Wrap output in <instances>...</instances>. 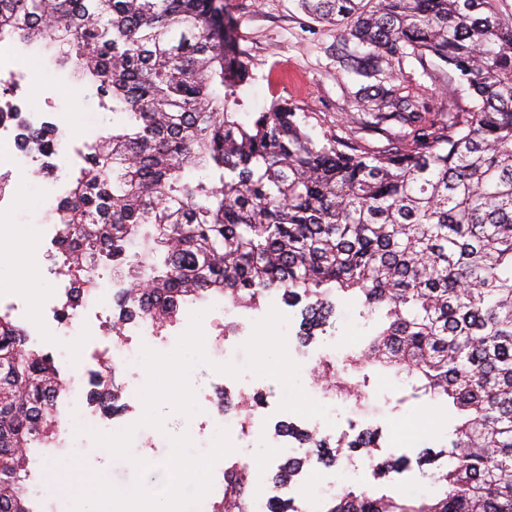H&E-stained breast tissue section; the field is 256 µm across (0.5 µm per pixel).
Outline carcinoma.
Returning <instances> with one entry per match:
<instances>
[{
	"mask_svg": "<svg viewBox=\"0 0 512 512\" xmlns=\"http://www.w3.org/2000/svg\"><path fill=\"white\" fill-rule=\"evenodd\" d=\"M341 27L336 73L385 134L312 135L296 108L251 104V62L223 0H0V39L57 46L100 106L123 115L88 148L56 205L71 287L82 259L155 283L118 299L165 324L221 293L255 308L270 292L323 319L339 295L372 321L363 349L322 376L397 368L412 397L448 410V465L431 494L344 489L323 512H512V11L503 0H298ZM413 57L443 63L475 98L430 112L394 83ZM401 124L394 135L385 125ZM52 356L0 315V512H32L31 458L58 451ZM371 435L315 444L316 459L373 448ZM406 458L374 459L378 481ZM250 472H224L211 512H247Z\"/></svg>",
	"mask_w": 512,
	"mask_h": 512,
	"instance_id": "cac0c4a2",
	"label": "carcinoma"
}]
</instances>
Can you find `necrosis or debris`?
<instances>
[{"label": "necrosis or debris", "instance_id": "1", "mask_svg": "<svg viewBox=\"0 0 512 512\" xmlns=\"http://www.w3.org/2000/svg\"><path fill=\"white\" fill-rule=\"evenodd\" d=\"M58 120V113L44 112L38 105L30 104L26 107L23 122H16L12 118L0 121V169L6 170L7 174L17 180L30 176L29 162L17 148L21 136L20 127L25 124L31 127L54 128L57 127ZM122 288L123 284L119 281L113 282L109 287L100 282L96 283L85 297L83 310L72 314L66 323L61 320V308L56 301L43 302L38 316L34 317L31 316L25 299L13 292H0V313L9 314L25 326L34 344L49 348L54 346L52 334L60 326H67L69 334L72 335L85 333L93 316L101 315L106 309L101 302L102 296L108 295L112 290L121 291ZM212 302L223 307L233 333L229 336L221 333L209 334L208 350L212 356L222 361L239 360L240 353L235 343L247 338L253 322L265 316V308L243 312L226 304L220 294L213 295ZM180 334L177 326L161 327L145 317L135 316L123 322L120 341L104 347L102 356L97 360L100 371L108 377L120 380L114 400L106 406L90 400L85 372H82L80 365H71L69 388L57 403L61 424H68L71 412L76 408L82 409L88 428L105 432L121 430L137 421L141 416V407L136 396L138 379L130 374L129 367L142 346L166 349L176 344ZM291 356L301 368L312 374V383L316 386L321 383L316 376L318 368L326 363L336 364L340 361L336 351V339L331 335L308 343L305 347L293 348ZM251 388V383L238 380L233 387L223 386L207 395L209 414L199 424V431L223 426L228 429L233 442L248 438L254 441L256 447L278 449L280 454L303 459L304 464L296 472L292 482L285 487L273 477L274 464H267L262 477V490L254 492L248 500L249 512H267L269 501L283 489L293 498L297 512H320L323 501L336 485H358L366 481L368 464L361 455L342 456L329 463L310 460L307 438L329 442L336 436L335 428L328 426L326 421L301 416L290 420L268 402L247 411L226 404L228 393L247 396L250 395Z\"/></svg>", "mask_w": 512, "mask_h": 512}]
</instances>
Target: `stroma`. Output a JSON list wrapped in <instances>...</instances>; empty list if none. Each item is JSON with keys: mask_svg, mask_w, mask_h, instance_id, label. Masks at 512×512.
Segmentation results:
<instances>
[{"mask_svg": "<svg viewBox=\"0 0 512 512\" xmlns=\"http://www.w3.org/2000/svg\"><path fill=\"white\" fill-rule=\"evenodd\" d=\"M224 2L233 20L237 45L252 63L251 101L254 106L280 97L297 106L299 115L305 116L316 136H358L369 145H385L384 136L361 126L353 99L356 84L336 72L338 33L335 27L312 22L300 11L297 0ZM19 51L27 57L37 80L32 84L0 85V99L12 102L37 99L45 109L60 112L64 133L75 138L92 130L110 131L117 123V116L106 109L89 110L83 84L72 67L60 64L53 52L38 45H23ZM443 69V64L435 59L424 66L409 58L404 61L401 72L413 93L424 98L432 111L470 106L468 91L458 88L456 80L445 75ZM14 203L16 212L11 221L0 223V237L23 232L31 226L52 224V203L46 194L34 187L32 180H23L15 188ZM51 265L49 256L31 250L20 253L15 263L0 264V287H19L17 269L25 266L38 271L43 297L64 293L69 281L67 277L50 274ZM360 321L358 306L349 299L340 298L326 330L335 336L338 348L353 353L363 343L354 330ZM343 378L352 384L365 385L367 390H383L389 395V404L381 408L378 444L381 448L392 449L395 455L406 457L413 479L388 482V489L402 494L432 491L430 475L440 464L439 452L448 445L447 439H434L425 434L429 423L425 412L432 409V402L410 398V388L403 375L390 368L368 366L348 371ZM205 418L202 412L191 419L167 414L166 430L156 435L152 447L134 449V456L151 465L145 474L147 482L155 480L154 465L163 463L168 457L170 436L193 431ZM83 426L79 415L71 416L64 442L65 453L82 457L90 469L104 470L117 486L132 485L135 469L125 461L107 456L102 448L90 445L88 435L82 431Z\"/></svg>", "mask_w": 512, "mask_h": 512, "instance_id": "1", "label": "stroma"}]
</instances>
